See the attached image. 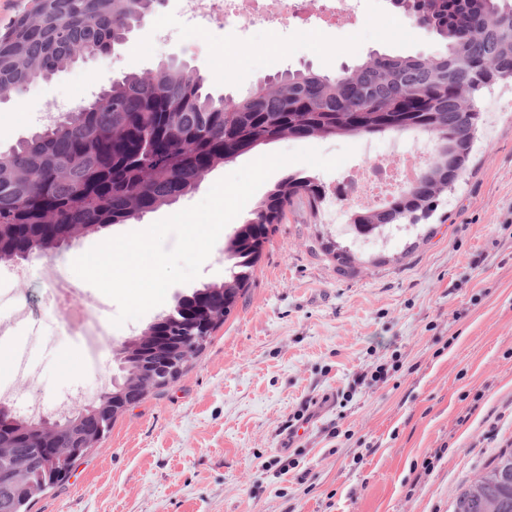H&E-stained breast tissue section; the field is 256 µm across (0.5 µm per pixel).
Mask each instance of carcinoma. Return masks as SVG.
I'll return each mask as SVG.
<instances>
[{
  "mask_svg": "<svg viewBox=\"0 0 512 512\" xmlns=\"http://www.w3.org/2000/svg\"><path fill=\"white\" fill-rule=\"evenodd\" d=\"M445 42L438 58L374 53L353 70L330 77L313 70L286 72L274 88L259 86L232 99L203 91L191 79L161 64L151 80L130 73L112 82L105 97L82 112H70L41 133L0 154V262L17 251L39 254L47 238L41 224L52 215L56 231L93 228L127 220L175 203L215 165L229 162L288 134L298 139L423 132L436 140L433 161L407 193L382 210L354 212L350 223L362 235L385 224H417L459 180L448 159L467 169L470 141L482 121L479 94L512 79V0H391ZM160 0H32L30 10L0 34V100L21 93L77 60L126 42L153 15ZM328 195L316 178L293 173L268 191L224 249L233 261L230 279L185 296L200 305L205 329H193L174 314L144 332L172 336L163 347L138 338L124 348L122 384L100 398L112 401V417L153 390L175 382L198 356L247 292L263 247L287 209L302 203L316 212ZM151 352L168 375L146 373ZM85 406L70 414L82 420L86 448H68L64 458L47 455L24 471L23 487L10 512L63 484L73 464L99 445V430ZM453 512H512V450L473 476L453 502Z\"/></svg>",
  "mask_w": 512,
  "mask_h": 512,
  "instance_id": "carcinoma-1",
  "label": "carcinoma"
}]
</instances>
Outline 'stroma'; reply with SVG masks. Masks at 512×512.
Masks as SVG:
<instances>
[{
	"instance_id": "stroma-1",
	"label": "stroma",
	"mask_w": 512,
	"mask_h": 512,
	"mask_svg": "<svg viewBox=\"0 0 512 512\" xmlns=\"http://www.w3.org/2000/svg\"><path fill=\"white\" fill-rule=\"evenodd\" d=\"M359 14L349 28L258 29L232 43L220 25L197 28L181 0H163L125 45L0 103V153L113 80L170 60L203 75L207 92L238 96L288 70L333 76L372 52L431 58L445 49L389 0H359ZM477 106L494 113V124L479 127L468 170L428 220L389 226L380 244L361 246L326 211L288 210L245 298L201 354L174 383L119 415L101 446L32 512H452L462 485L512 449V80L483 92ZM419 139L283 136L216 165L176 203L59 248L52 259L72 263L106 239L197 204L262 156L353 150L333 171L302 162L274 171L222 230L200 275L170 287L139 319L107 325L93 364L42 277L47 260L31 257L26 277L8 283L12 302L0 304L6 314L15 302L31 308L36 332L19 347L29 371L1 372L0 384L13 390L17 408L40 401L51 421L67 393L96 401L119 379L125 346L180 298L228 276L224 243L267 189L299 171L331 187ZM325 239L350 263L325 254ZM379 369L386 381L358 383ZM304 405L312 419L289 436Z\"/></svg>"
}]
</instances>
